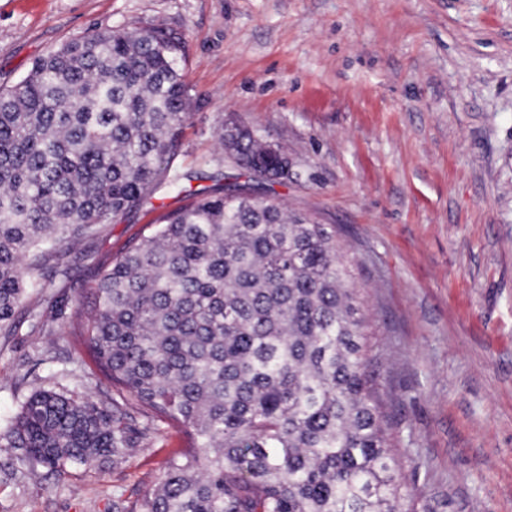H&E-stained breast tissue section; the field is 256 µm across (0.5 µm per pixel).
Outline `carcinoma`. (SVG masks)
<instances>
[{
  "label": "carcinoma",
  "mask_w": 512,
  "mask_h": 512,
  "mask_svg": "<svg viewBox=\"0 0 512 512\" xmlns=\"http://www.w3.org/2000/svg\"><path fill=\"white\" fill-rule=\"evenodd\" d=\"M182 41L151 27L71 41L0 90V334L70 250L194 180L171 161L191 99ZM234 157L277 163L243 136ZM104 270L88 348L119 399L46 377L0 448L58 474L137 452L121 399L188 428L159 484L116 512H401L404 493L363 360L364 319L333 231L277 200L192 191Z\"/></svg>",
  "instance_id": "obj_1"
}]
</instances>
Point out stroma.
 <instances>
[{"instance_id": "stroma-1", "label": "stroma", "mask_w": 512, "mask_h": 512, "mask_svg": "<svg viewBox=\"0 0 512 512\" xmlns=\"http://www.w3.org/2000/svg\"><path fill=\"white\" fill-rule=\"evenodd\" d=\"M163 26L184 37L191 111L177 169L246 182L217 144L239 126L295 174L259 198L336 231L360 291L366 370L406 512H512V0H0V88L88 34ZM106 226L66 287L28 293L0 335V427L53 370L93 369L76 310L102 272L170 211ZM55 313L52 334L30 309ZM54 364L39 363L45 350ZM141 452L55 475L0 452V512H114L192 443L131 409Z\"/></svg>"}]
</instances>
